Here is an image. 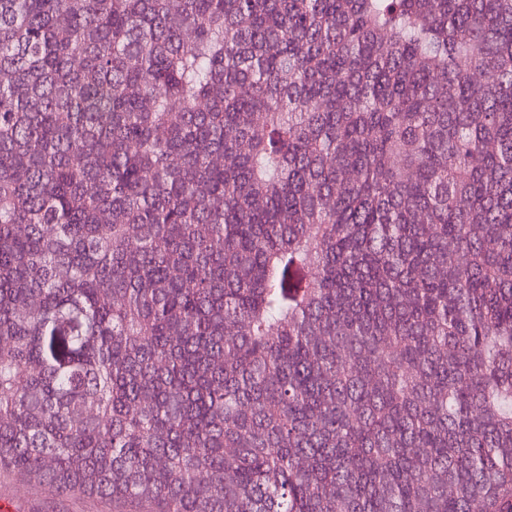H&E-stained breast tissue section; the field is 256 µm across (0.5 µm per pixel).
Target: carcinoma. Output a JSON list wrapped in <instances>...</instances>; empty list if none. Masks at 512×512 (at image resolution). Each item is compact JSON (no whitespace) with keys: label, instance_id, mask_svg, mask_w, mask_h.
Masks as SVG:
<instances>
[{"label":"carcinoma","instance_id":"carcinoma-1","mask_svg":"<svg viewBox=\"0 0 512 512\" xmlns=\"http://www.w3.org/2000/svg\"><path fill=\"white\" fill-rule=\"evenodd\" d=\"M0 473L512 512V0H0Z\"/></svg>","mask_w":512,"mask_h":512}]
</instances>
